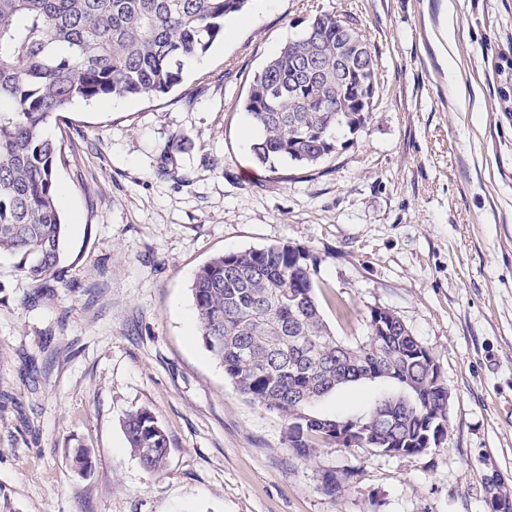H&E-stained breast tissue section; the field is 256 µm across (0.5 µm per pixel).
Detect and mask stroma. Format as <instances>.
Wrapping results in <instances>:
<instances>
[{
	"label": "stroma",
	"mask_w": 512,
	"mask_h": 512,
	"mask_svg": "<svg viewBox=\"0 0 512 512\" xmlns=\"http://www.w3.org/2000/svg\"><path fill=\"white\" fill-rule=\"evenodd\" d=\"M320 13L375 54L372 118L316 166L260 165L242 99ZM46 133L67 156L62 275L39 290L0 256V512H492L489 479L512 492V0H253L170 93L78 102ZM280 243L316 258L338 340L367 341L386 308L430 351L440 446L302 459L235 389L192 286L213 257ZM376 391L315 410L356 416ZM141 408L170 440L155 474L124 433Z\"/></svg>",
	"instance_id": "35a3bbf8"
}]
</instances>
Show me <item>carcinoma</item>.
Segmentation results:
<instances>
[{"label": "carcinoma", "mask_w": 512, "mask_h": 512, "mask_svg": "<svg viewBox=\"0 0 512 512\" xmlns=\"http://www.w3.org/2000/svg\"><path fill=\"white\" fill-rule=\"evenodd\" d=\"M251 0H0V254L20 257L25 275L42 287L59 272L65 224L55 202L61 149L43 130L76 101L157 97L182 80L184 63L224 35V20ZM359 36L332 14L313 17L258 71L242 108L259 130L251 150L272 165H317L336 152V129L366 127L371 104H361L346 81H336V52ZM319 58L323 78L301 79L297 61ZM345 111L336 112V103ZM315 262L288 243L217 256L193 283L207 350L250 402L288 424L296 456L338 444L336 424L363 426L340 444L423 452L434 423L448 421V387L434 379L429 350L400 322L382 333L370 319L376 347L339 341L315 298ZM376 379L394 389L375 397L361 416L330 418L312 410L338 389ZM390 419L379 431L380 410ZM130 448L149 473L160 471L169 440L154 414H127Z\"/></svg>", "instance_id": "1"}]
</instances>
